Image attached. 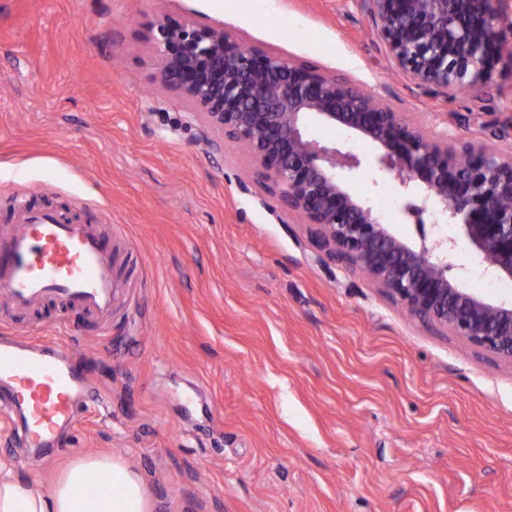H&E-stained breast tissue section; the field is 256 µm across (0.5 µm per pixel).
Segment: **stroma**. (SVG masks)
<instances>
[{"label":"stroma","instance_id":"1","mask_svg":"<svg viewBox=\"0 0 512 512\" xmlns=\"http://www.w3.org/2000/svg\"><path fill=\"white\" fill-rule=\"evenodd\" d=\"M342 76L429 135L512 151V0L479 89L418 85L360 0H0V233L19 206L92 223L122 289L95 323L0 299V336L81 355L100 392L45 455L120 457L149 512H512V365L426 328L264 192L248 151L153 82L159 19Z\"/></svg>","mask_w":512,"mask_h":512}]
</instances>
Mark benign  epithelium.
<instances>
[{
  "label": "benign epithelium",
  "instance_id": "1",
  "mask_svg": "<svg viewBox=\"0 0 512 512\" xmlns=\"http://www.w3.org/2000/svg\"><path fill=\"white\" fill-rule=\"evenodd\" d=\"M395 68L418 84L474 89L500 52L501 0H361ZM150 41L154 79L192 105L210 126L249 148L261 187L314 226L331 261L360 270L427 325L449 331L512 364V303L464 288L448 249L422 218L460 226L490 273L512 280V154L479 141L433 138L381 99L343 78L277 55L245 49L222 28L158 20ZM314 118L374 146L365 158L334 139L306 133ZM474 158L462 163V156ZM391 176L402 194L397 217L416 223L418 241L397 237L336 170L362 165Z\"/></svg>",
  "mask_w": 512,
  "mask_h": 512
}]
</instances>
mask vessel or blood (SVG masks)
I'll return each instance as SVG.
<instances>
[{
	"label": "vessel or blood",
	"instance_id": "b4317fda",
	"mask_svg": "<svg viewBox=\"0 0 512 512\" xmlns=\"http://www.w3.org/2000/svg\"><path fill=\"white\" fill-rule=\"evenodd\" d=\"M118 285L115 259L95 225L23 208L0 239V290L17 309L57 300L102 321L112 314ZM86 392L76 356L0 339V400L18 414L25 447H62Z\"/></svg>",
	"mask_w": 512,
	"mask_h": 512
}]
</instances>
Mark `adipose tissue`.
Wrapping results in <instances>:
<instances>
[{
    "mask_svg": "<svg viewBox=\"0 0 512 512\" xmlns=\"http://www.w3.org/2000/svg\"><path fill=\"white\" fill-rule=\"evenodd\" d=\"M0 512H148V501L141 477L122 459L80 454L49 496L21 483L0 463Z\"/></svg>",
    "mask_w": 512,
    "mask_h": 512,
    "instance_id": "obj_1",
    "label": "adipose tissue"
}]
</instances>
